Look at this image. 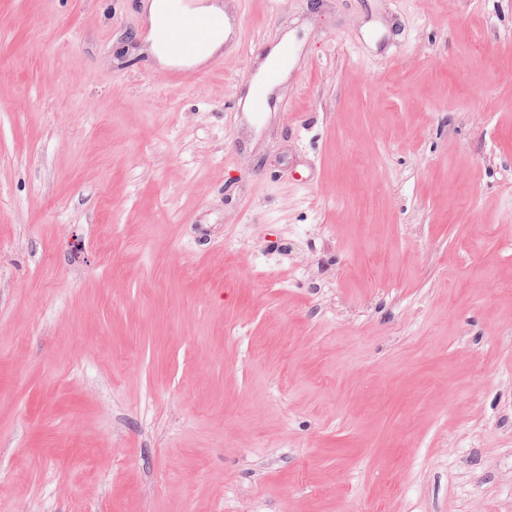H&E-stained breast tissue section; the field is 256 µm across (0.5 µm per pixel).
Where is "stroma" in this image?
<instances>
[{
	"instance_id": "1",
	"label": "stroma",
	"mask_w": 512,
	"mask_h": 512,
	"mask_svg": "<svg viewBox=\"0 0 512 512\" xmlns=\"http://www.w3.org/2000/svg\"><path fill=\"white\" fill-rule=\"evenodd\" d=\"M230 7L0 0V512H512V0ZM169 1L171 0H150L149 3L145 4L150 24L148 40L151 44V51L160 66L202 64L222 50L225 39L224 27L209 30L204 25L213 17H222L224 15V5L216 0H198L197 2L183 4L179 9H176ZM174 10L188 14L198 21V25L194 26L196 24L195 19L189 18L185 14L177 13L173 17V52L176 54H181L184 51L188 52L190 50L189 45H195L191 52L193 56L174 58L167 49V43L171 35L167 11ZM208 24L211 27H219L222 25V19L213 18ZM185 27L190 28L185 29ZM180 28H184L179 33L180 39L189 45H185L177 37ZM197 31H201L203 34L199 35Z\"/></svg>"
}]
</instances>
